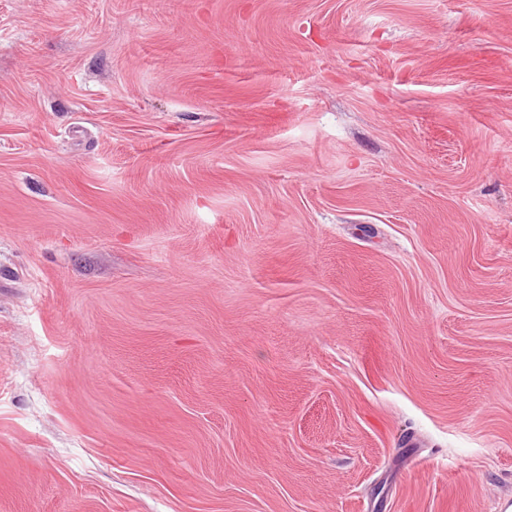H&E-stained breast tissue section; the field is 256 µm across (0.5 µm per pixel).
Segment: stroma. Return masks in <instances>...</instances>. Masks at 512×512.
Segmentation results:
<instances>
[{"instance_id": "stroma-1", "label": "stroma", "mask_w": 512, "mask_h": 512, "mask_svg": "<svg viewBox=\"0 0 512 512\" xmlns=\"http://www.w3.org/2000/svg\"><path fill=\"white\" fill-rule=\"evenodd\" d=\"M512 503V0H0V512Z\"/></svg>"}]
</instances>
